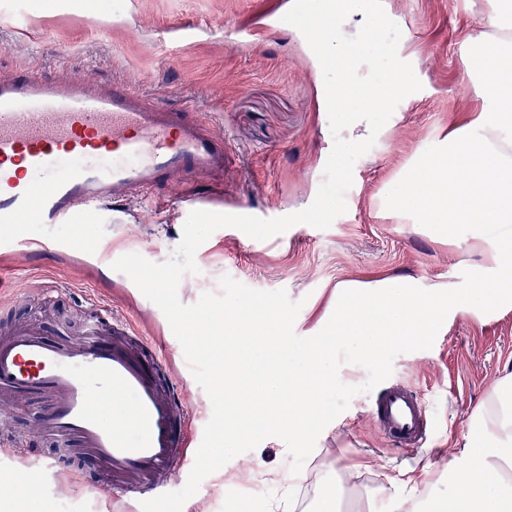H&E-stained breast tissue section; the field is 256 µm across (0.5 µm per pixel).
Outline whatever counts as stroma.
I'll list each match as a JSON object with an SVG mask.
<instances>
[{
    "mask_svg": "<svg viewBox=\"0 0 512 512\" xmlns=\"http://www.w3.org/2000/svg\"><path fill=\"white\" fill-rule=\"evenodd\" d=\"M374 5L389 17L397 37L386 54L355 45L350 56L360 63V76L377 85L392 83L399 57H408L412 81L381 118L374 146L356 161L346 212L329 228L298 224L265 241L232 227L216 230L196 252L198 273L179 284L182 303L218 292L225 274L256 290L283 289L302 301L294 331L307 337L313 305L326 300L337 282L379 275L445 282L460 274L464 253L439 242L438 225L421 232L386 219L380 195L423 146L480 112L483 98L467 71V37L495 0ZM294 9L293 0H0V80L33 70L62 85L81 79L105 88L120 81L164 106H191L196 117L224 131L225 207L246 204L261 213L275 206L291 214L313 202L324 178L333 137L322 89L335 75L315 55L314 33H301V18L266 28L254 44L228 46L220 31L263 26L267 13ZM207 188L200 179L176 180L149 198L132 200L129 223L92 225L74 250L59 257L47 251L38 262L0 273L21 292L15 318L36 324L48 339L60 338L64 320L79 315L75 302L83 297L146 329L152 349L175 368L192 409L179 442L190 461L212 416L211 401L162 311L129 277L98 265L94 253L112 241L150 261L167 260L189 215L185 193ZM507 371L512 308L482 321L458 317L438 332L430 349L396 357L390 380L408 384L428 402L430 443L414 451L392 446L371 415V394H357L309 455L298 512H350L351 503L328 499V487L336 484L370 495L375 512H395L400 497L427 505L447 500L458 484L448 450L462 441L471 411ZM49 407L45 397L24 399L10 424L27 458L12 459L0 447V482L21 471L36 491L0 496V512H141L138 502L106 498L111 474L78 446L57 449L38 433ZM53 452L60 468L43 473L35 461ZM290 463L282 440L265 439L207 476L182 512H241L242 499L258 490L264 493L258 512H288L280 495ZM426 466L431 479L407 487L408 474Z\"/></svg>",
    "mask_w": 512,
    "mask_h": 512,
    "instance_id": "1",
    "label": "stroma"
}]
</instances>
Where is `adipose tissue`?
<instances>
[{
  "label": "adipose tissue",
  "instance_id": "adipose-tissue-1",
  "mask_svg": "<svg viewBox=\"0 0 512 512\" xmlns=\"http://www.w3.org/2000/svg\"><path fill=\"white\" fill-rule=\"evenodd\" d=\"M320 16L332 29L315 50L336 64L324 95L336 102L342 144H359L378 132V116L405 90L408 75L399 72L395 82L379 86L348 68V49L386 23L364 0H326ZM467 67L482 92V110L418 152L386 187L381 206L399 224L440 225L441 242L465 246L479 261L456 282L385 276L337 284L318 321L325 338L313 350L310 371L292 374L285 385L273 377L253 385V396L297 445H304V425L337 376V343H353L363 360L374 361L396 340L418 342L458 316L479 320L512 306V0H500L470 36ZM459 458L462 476L448 512H512V373L471 412Z\"/></svg>",
  "mask_w": 512,
  "mask_h": 512
}]
</instances>
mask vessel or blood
Segmentation results:
<instances>
[{"mask_svg":"<svg viewBox=\"0 0 512 512\" xmlns=\"http://www.w3.org/2000/svg\"><path fill=\"white\" fill-rule=\"evenodd\" d=\"M224 164L223 133L189 108L148 103L127 85L62 87L31 71L0 81V256L27 263L47 247L31 226L78 233L110 205L174 178L223 181ZM111 322L119 335L110 340L96 317L75 341L10 329L0 338V411L16 395H49L40 432L110 465L113 492L132 496L146 486L160 495L186 462L177 443L186 396L176 381L161 384L167 363L148 342L129 343L136 330L127 319ZM371 413L405 448L421 447L432 430L426 401L401 384L384 389Z\"/></svg>","mask_w":512,"mask_h":512,"instance_id":"1","label":"vessel or blood"}]
</instances>
